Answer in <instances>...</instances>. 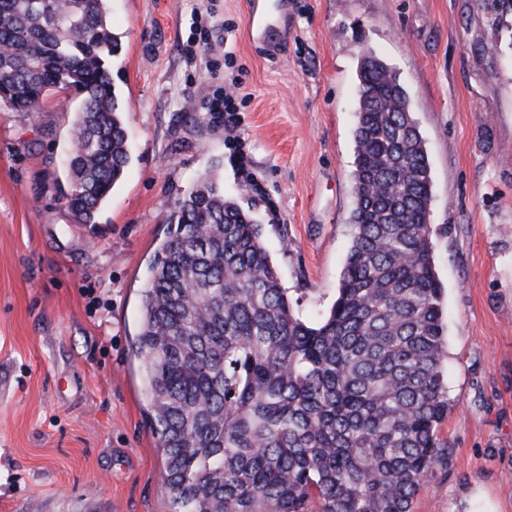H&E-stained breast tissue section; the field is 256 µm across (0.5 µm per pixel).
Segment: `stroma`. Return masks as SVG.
I'll use <instances>...</instances> for the list:
<instances>
[{
	"label": "stroma",
	"instance_id": "1",
	"mask_svg": "<svg viewBox=\"0 0 512 512\" xmlns=\"http://www.w3.org/2000/svg\"><path fill=\"white\" fill-rule=\"evenodd\" d=\"M129 165L95 223L63 196L78 100L0 103V512H170L131 351L167 216L203 174L249 209L297 316L352 238L359 52L406 87L432 171L452 408L411 512H512V14L481 0H290L274 50L242 0H111ZM242 77L234 132L206 106Z\"/></svg>",
	"mask_w": 512,
	"mask_h": 512
}]
</instances>
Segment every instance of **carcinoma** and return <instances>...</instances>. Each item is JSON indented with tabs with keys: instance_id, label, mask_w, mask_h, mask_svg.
Wrapping results in <instances>:
<instances>
[{
	"instance_id": "cac0c4a2",
	"label": "carcinoma",
	"mask_w": 512,
	"mask_h": 512,
	"mask_svg": "<svg viewBox=\"0 0 512 512\" xmlns=\"http://www.w3.org/2000/svg\"><path fill=\"white\" fill-rule=\"evenodd\" d=\"M109 0H0V94L81 96L68 207L95 223L129 163ZM352 240L338 295L298 318L250 211L209 175L167 217L132 351L171 512H410L451 408L432 173L409 94L360 55Z\"/></svg>"
}]
</instances>
